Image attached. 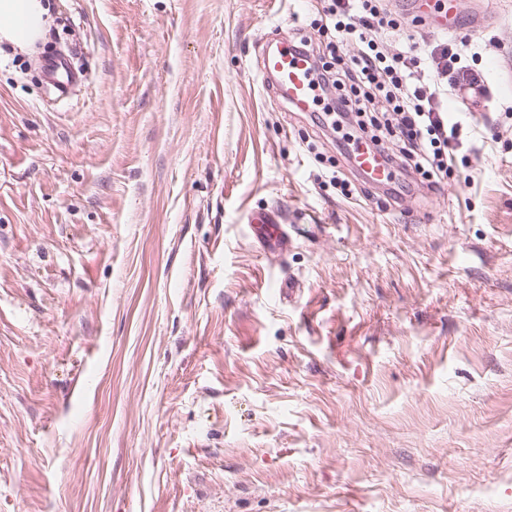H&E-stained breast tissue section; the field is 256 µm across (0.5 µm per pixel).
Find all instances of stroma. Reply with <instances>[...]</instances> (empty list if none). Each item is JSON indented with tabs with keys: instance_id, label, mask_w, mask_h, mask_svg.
Returning <instances> with one entry per match:
<instances>
[{
	"instance_id": "stroma-1",
	"label": "stroma",
	"mask_w": 512,
	"mask_h": 512,
	"mask_svg": "<svg viewBox=\"0 0 512 512\" xmlns=\"http://www.w3.org/2000/svg\"><path fill=\"white\" fill-rule=\"evenodd\" d=\"M49 2L0 52V512H512V87L398 205L262 84L308 2ZM457 30L486 76L512 0ZM46 83L58 93L59 98H66L72 88L84 80L73 68L68 56L60 54L42 64ZM248 224H253V230L258 243L266 253L273 254L281 239L287 234L284 225L271 219L264 212H256L248 216Z\"/></svg>"
}]
</instances>
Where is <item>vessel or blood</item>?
<instances>
[{
	"label": "vessel or blood",
	"mask_w": 512,
	"mask_h": 512,
	"mask_svg": "<svg viewBox=\"0 0 512 512\" xmlns=\"http://www.w3.org/2000/svg\"><path fill=\"white\" fill-rule=\"evenodd\" d=\"M42 69L46 83L62 98L67 97L72 88L82 81L69 57L63 54L44 61ZM259 72L262 78L272 80L276 94L296 111H311L319 98L311 59L298 51L289 40L281 39L275 45L264 47ZM350 154L353 164L371 173L374 185H381L385 174L381 155L367 151L359 143L353 145ZM248 221L262 250L274 253L286 234L284 226L263 212L251 214Z\"/></svg>",
	"instance_id": "b4317fda"
}]
</instances>
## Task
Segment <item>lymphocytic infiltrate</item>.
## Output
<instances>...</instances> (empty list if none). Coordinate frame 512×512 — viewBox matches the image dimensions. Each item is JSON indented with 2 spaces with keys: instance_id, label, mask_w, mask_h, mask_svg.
Masks as SVG:
<instances>
[{
  "instance_id": "f902f5d3",
  "label": "lymphocytic infiltrate",
  "mask_w": 512,
  "mask_h": 512,
  "mask_svg": "<svg viewBox=\"0 0 512 512\" xmlns=\"http://www.w3.org/2000/svg\"><path fill=\"white\" fill-rule=\"evenodd\" d=\"M320 2V27L334 30L335 41L321 48L303 37L296 47L312 59L323 97L339 120L356 119L368 130V148L391 167L413 170L430 192L441 191L462 125L443 100L477 81L461 64V40L449 36L423 58L409 47L388 53L384 46L398 24L380 0ZM349 41L357 46L351 54L342 50Z\"/></svg>"
}]
</instances>
